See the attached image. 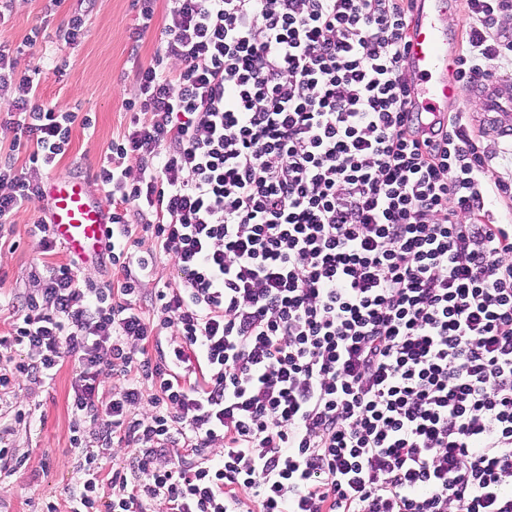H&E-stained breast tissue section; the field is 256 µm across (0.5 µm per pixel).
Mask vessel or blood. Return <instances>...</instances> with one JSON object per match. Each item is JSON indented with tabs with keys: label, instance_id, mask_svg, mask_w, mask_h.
<instances>
[{
	"label": "vessel or blood",
	"instance_id": "obj_1",
	"mask_svg": "<svg viewBox=\"0 0 512 512\" xmlns=\"http://www.w3.org/2000/svg\"><path fill=\"white\" fill-rule=\"evenodd\" d=\"M450 7L451 0H415L406 54V67L418 83L415 102L420 111L444 112L460 92H467L478 106L483 128L495 137L512 140V81L480 78L463 90L454 79L456 51L443 23ZM40 192L49 203L48 220L55 240L68 252L93 262L110 222L108 205L89 191L84 180L72 176L52 177Z\"/></svg>",
	"mask_w": 512,
	"mask_h": 512
}]
</instances>
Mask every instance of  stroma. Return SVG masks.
<instances>
[{
  "label": "stroma",
  "instance_id": "stroma-1",
  "mask_svg": "<svg viewBox=\"0 0 512 512\" xmlns=\"http://www.w3.org/2000/svg\"><path fill=\"white\" fill-rule=\"evenodd\" d=\"M74 9L87 14L84 38L70 47L53 43L54 32ZM167 9V0H157L155 27L133 54L129 33L138 15L136 0H63L53 11L48 0H12L0 24V40L21 43L37 27L46 34L19 58L20 69L42 71L37 104L62 112H86L94 121L88 130L74 127L70 148L53 168V175L84 178L90 191H97L94 179L100 158L128 120L125 103L137 95V68L154 58ZM45 213V205L39 202L15 216V245L0 248V297L35 292V277L41 274L43 262H70L65 250L46 254L33 234L34 221ZM71 379L72 364L67 361L45 384L25 379L16 383L14 399L26 406L29 415L15 425L6 412L0 414V422L12 424L9 442L17 454L26 457L27 466L0 480V512H42L45 502L68 500L76 481V458L69 446Z\"/></svg>",
  "mask_w": 512,
  "mask_h": 512
}]
</instances>
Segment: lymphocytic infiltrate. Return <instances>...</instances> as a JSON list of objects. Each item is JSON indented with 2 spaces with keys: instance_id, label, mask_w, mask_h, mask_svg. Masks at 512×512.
<instances>
[{
  "instance_id": "obj_1",
  "label": "lymphocytic infiltrate",
  "mask_w": 512,
  "mask_h": 512,
  "mask_svg": "<svg viewBox=\"0 0 512 512\" xmlns=\"http://www.w3.org/2000/svg\"><path fill=\"white\" fill-rule=\"evenodd\" d=\"M170 3L96 174L116 281L49 266L0 332L15 422L16 380L73 363L67 512H512V178L467 112L413 111L414 0ZM465 7L464 87L512 65V0ZM36 41H0L30 146L0 233L92 126L35 105ZM177 280V270L173 262L165 257L158 259L153 270L143 279L144 291L154 292L157 288H163L165 283L173 284Z\"/></svg>"
}]
</instances>
